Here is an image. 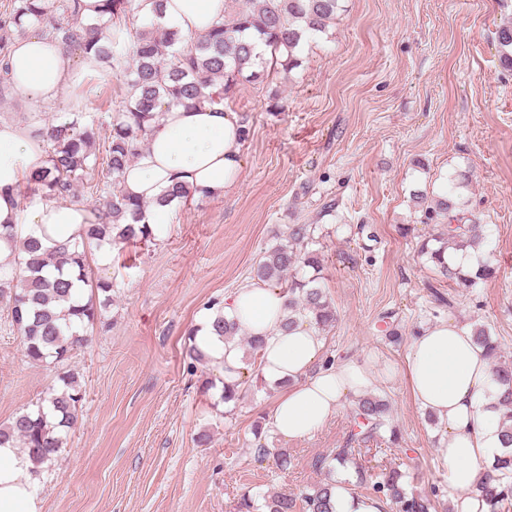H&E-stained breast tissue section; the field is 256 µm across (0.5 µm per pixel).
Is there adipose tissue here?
<instances>
[{
	"label": "adipose tissue",
	"mask_w": 512,
	"mask_h": 512,
	"mask_svg": "<svg viewBox=\"0 0 512 512\" xmlns=\"http://www.w3.org/2000/svg\"><path fill=\"white\" fill-rule=\"evenodd\" d=\"M142 12L157 14L162 27L201 34L223 16L224 0H163L158 7L145 0ZM103 66L94 53L76 61L60 40L31 33L15 42L9 89L13 97L38 105L66 96ZM42 130L36 121L0 118V224L17 226L23 236L50 249L73 239L95 216L82 206L37 198L22 205L19 184L48 166ZM243 142L235 113L206 103L162 113L121 177L127 194L148 203L142 223L153 229L165 223L170 210L156 201L173 185H183L199 198L223 195L241 174ZM222 307L226 318L262 340L259 375L277 389L269 420L283 439L311 436L337 415L348 398L365 395L381 377L364 361L326 362L324 338L308 319L298 320L292 331H283L288 310L286 296L278 288L244 282L225 295ZM214 318L211 310L200 314L195 343L231 384L246 374L245 353L214 333ZM404 376L413 402L432 413L443 431L439 453L448 470L454 512H485L474 489L503 448L501 415L491 406L492 362L485 349L475 342L470 326L442 321L413 336ZM38 480L26 454L0 446V512H40Z\"/></svg>",
	"instance_id": "1"
}]
</instances>
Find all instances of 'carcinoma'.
I'll return each instance as SVG.
<instances>
[{"label": "carcinoma", "mask_w": 512, "mask_h": 512, "mask_svg": "<svg viewBox=\"0 0 512 512\" xmlns=\"http://www.w3.org/2000/svg\"><path fill=\"white\" fill-rule=\"evenodd\" d=\"M237 4L229 18L215 22L197 38H185L176 31L150 28L132 34V67L121 69L124 48L120 42L103 40L101 25L87 24L80 0H10L0 12V27L24 33L37 26L43 32L82 53L97 51L105 64L119 69L124 77L122 110L112 117L104 156L96 154V120L77 112L63 124L48 123L44 133L50 144L49 168L24 181L27 189L51 203L75 197L84 182L104 194L95 222L86 224L75 241L58 251L42 250L39 241H21L22 255L0 265V302L23 344L24 356L32 363L46 361L58 369L59 386H51L36 402V409L15 414L0 424V445L9 443L28 453L37 471L50 468L66 445V436L77 422L81 390L69 370L75 350L88 345V326L97 318L93 299L82 300L77 285L112 291V283H94L88 276V249L104 243L118 247L130 241L148 242L153 231L146 225L119 224L126 216L137 218L142 204L121 189V175L144 145L163 107L189 106L204 100L224 107L237 85L273 74H289L300 66L305 39L323 33L341 10L342 0H230ZM140 10L137 0H101L106 22L126 23L127 15ZM499 59L512 71V15L496 31ZM458 192L446 196L415 195L421 223L433 225L436 233L423 240L418 254L427 257L436 273L450 281L474 288L495 273L483 250V226L466 213L462 192L472 184L467 171L457 174ZM315 227L288 225V236L264 251L255 277L279 287L288 297L289 330L307 317L324 330L336 323V310L320 285L322 255L311 248ZM478 254L476 265L464 268L445 258L458 251ZM217 335L234 341L246 352L251 376H258L259 341L240 338L241 327L220 315L214 322ZM475 341L487 349L497 384L494 408L504 411V448L494 459L487 479L475 493L488 512L512 509V359L503 355L497 339L483 325H473ZM389 427V404L376 395L355 402L354 424L342 447L319 461L324 478L300 493L305 512H334L333 497L337 468L351 461L353 452L373 442ZM406 474L392 470L372 483L357 471L355 487H368L369 495L392 504L396 512H435L428 495L415 494L405 487ZM295 499L270 497L268 512H293Z\"/></svg>", "instance_id": "cac0c4a2"}]
</instances>
